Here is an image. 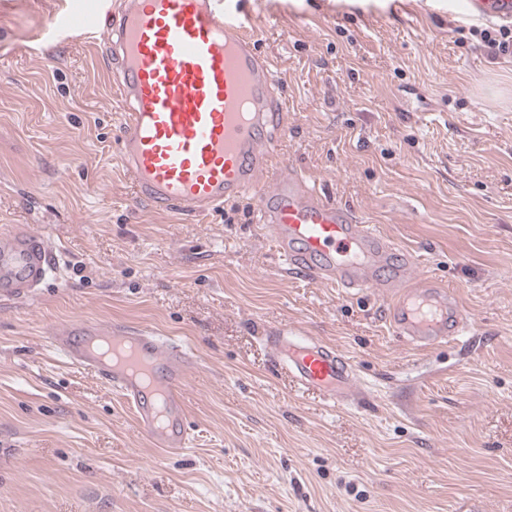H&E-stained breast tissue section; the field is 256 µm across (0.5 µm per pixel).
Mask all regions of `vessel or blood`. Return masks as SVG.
<instances>
[{"mask_svg":"<svg viewBox=\"0 0 512 512\" xmlns=\"http://www.w3.org/2000/svg\"><path fill=\"white\" fill-rule=\"evenodd\" d=\"M249 0H122L100 24V0L83 29L113 64L117 157L138 200L201 216L245 195L256 222L288 266L323 286L375 289L392 302V329L431 349L459 340L468 316L438 284L410 282L411 264L346 204L325 197L276 158L284 102L272 61L251 33ZM469 19L512 24V0H469ZM54 255L38 233L0 232V298H25L45 282ZM53 349L121 393L154 447L181 453L190 441L183 386L194 356L169 336L99 322L54 325ZM300 392L336 404L359 398L355 366L337 347L299 331L267 336Z\"/></svg>","mask_w":512,"mask_h":512,"instance_id":"1","label":"vessel or blood"}]
</instances>
